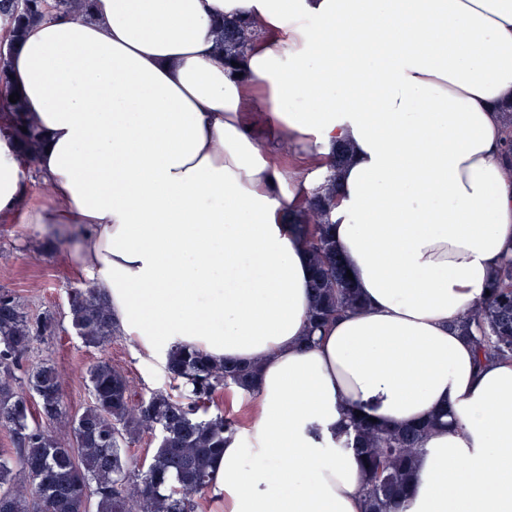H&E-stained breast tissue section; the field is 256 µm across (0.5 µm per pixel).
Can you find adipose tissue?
I'll return each mask as SVG.
<instances>
[{
  "instance_id": "1",
  "label": "adipose tissue",
  "mask_w": 512,
  "mask_h": 512,
  "mask_svg": "<svg viewBox=\"0 0 512 512\" xmlns=\"http://www.w3.org/2000/svg\"><path fill=\"white\" fill-rule=\"evenodd\" d=\"M225 18L259 25L234 73ZM13 94L43 139L28 164L0 134V223L72 247L146 358L260 366L213 465L218 512H363L350 416L441 410L399 512H512V361L450 329L512 256V0H90L28 29L8 123ZM330 175L367 307L307 345L295 225Z\"/></svg>"
}]
</instances>
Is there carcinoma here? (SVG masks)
<instances>
[{
    "instance_id": "1",
    "label": "carcinoma",
    "mask_w": 512,
    "mask_h": 512,
    "mask_svg": "<svg viewBox=\"0 0 512 512\" xmlns=\"http://www.w3.org/2000/svg\"><path fill=\"white\" fill-rule=\"evenodd\" d=\"M85 0H0L3 30L13 41L36 20L85 8ZM257 29L225 19L216 31V49L227 66L256 36ZM21 160L29 163L42 134L29 124L13 128ZM332 198L315 191L309 213L298 230L305 239L313 268L312 329L348 310L366 307L347 277L330 235ZM488 295L458 330L482 358L512 360V258L499 266ZM69 320L88 347L110 342L116 328L105 298L91 287L71 293ZM48 315L31 319L20 300L0 290V428L9 431L14 451L0 453V512H196L194 496L211 488L212 464L235 434L232 420L209 405L226 387L248 393L254 366L216 364L201 352L181 347L167 357L174 383L192 385L186 395L154 392L145 403L134 402L127 377L106 360L87 367L91 403L70 415L61 376L49 363L29 364L33 340L54 332ZM66 421L76 448L63 445L50 425ZM439 417L417 425L387 428L363 416L350 417L354 453L362 470L365 512H398L414 474V460ZM160 435L147 469L129 465L125 449L144 433Z\"/></svg>"
}]
</instances>
